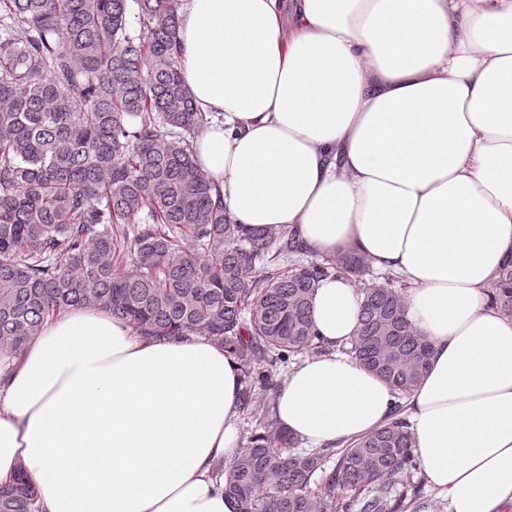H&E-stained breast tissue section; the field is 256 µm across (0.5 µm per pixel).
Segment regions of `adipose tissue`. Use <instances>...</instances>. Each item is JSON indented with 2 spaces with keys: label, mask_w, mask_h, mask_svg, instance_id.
Masks as SVG:
<instances>
[{
  "label": "adipose tissue",
  "mask_w": 512,
  "mask_h": 512,
  "mask_svg": "<svg viewBox=\"0 0 512 512\" xmlns=\"http://www.w3.org/2000/svg\"><path fill=\"white\" fill-rule=\"evenodd\" d=\"M180 71L208 123L194 159L234 223L296 230L408 284L433 346L409 400L445 512L512 504V317L486 288L512 259V0H181ZM361 296L327 278L273 411L306 447L382 426L391 389L345 354ZM240 370L210 337L158 339L106 311L0 352V480L42 512H235ZM40 497L38 485L22 470L0 482V512H39Z\"/></svg>",
  "instance_id": "1"
}]
</instances>
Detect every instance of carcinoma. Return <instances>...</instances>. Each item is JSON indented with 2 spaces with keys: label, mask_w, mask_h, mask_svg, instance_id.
<instances>
[{
  "label": "carcinoma",
  "mask_w": 512,
  "mask_h": 512,
  "mask_svg": "<svg viewBox=\"0 0 512 512\" xmlns=\"http://www.w3.org/2000/svg\"><path fill=\"white\" fill-rule=\"evenodd\" d=\"M143 31L128 27L129 2ZM179 0H0V351L21 355L70 308L109 311L146 336H209L239 363V410L278 396L279 367L326 351L319 282L361 294L349 355L386 382L388 421L327 448L270 410L229 466L236 512H418L422 464L404 399L432 344L406 316L400 277L352 252L314 253L291 229L247 233L196 167L205 124L180 72ZM132 269L123 270L126 263ZM490 302L512 317V260ZM22 470L0 512H39Z\"/></svg>",
  "instance_id": "carcinoma-1"
}]
</instances>
